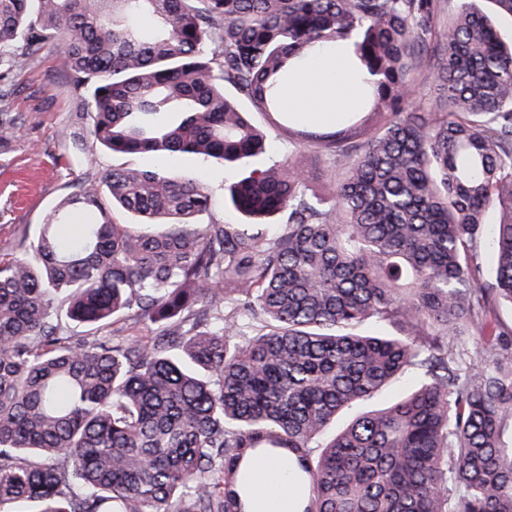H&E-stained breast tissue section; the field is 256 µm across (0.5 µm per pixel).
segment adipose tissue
<instances>
[{
    "mask_svg": "<svg viewBox=\"0 0 512 512\" xmlns=\"http://www.w3.org/2000/svg\"><path fill=\"white\" fill-rule=\"evenodd\" d=\"M353 55L345 48L323 47L297 57L282 90L285 108L316 123L334 121L341 112L358 108L365 85L352 75ZM283 461L267 459L252 474L258 487L250 512H299L300 495L285 481Z\"/></svg>",
    "mask_w": 512,
    "mask_h": 512,
    "instance_id": "adipose-tissue-1",
    "label": "adipose tissue"
}]
</instances>
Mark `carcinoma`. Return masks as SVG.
I'll return each instance as SVG.
<instances>
[{
	"mask_svg": "<svg viewBox=\"0 0 512 512\" xmlns=\"http://www.w3.org/2000/svg\"><path fill=\"white\" fill-rule=\"evenodd\" d=\"M475 2L0 0V69L56 52L95 143L248 169L240 224L114 169L0 256V512H247L269 458L301 512H512V0ZM334 45L364 103L285 110L292 58ZM242 99L296 146L278 166Z\"/></svg>",
	"mask_w": 512,
	"mask_h": 512,
	"instance_id": "carcinoma-1",
	"label": "carcinoma"
}]
</instances>
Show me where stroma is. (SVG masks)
Instances as JSON below:
<instances>
[{
	"label": "stroma",
	"instance_id": "obj_1",
	"mask_svg": "<svg viewBox=\"0 0 512 512\" xmlns=\"http://www.w3.org/2000/svg\"><path fill=\"white\" fill-rule=\"evenodd\" d=\"M12 82L7 109L23 123L12 140L0 146V254L9 250L17 229L37 236L73 182L89 172L101 175L119 167L199 176L213 192L215 218L238 222L224 197L242 175L241 167L223 168L190 156L114 153L89 138L76 141L67 76L51 53L21 61L12 72Z\"/></svg>",
	"mask_w": 512,
	"mask_h": 512
}]
</instances>
